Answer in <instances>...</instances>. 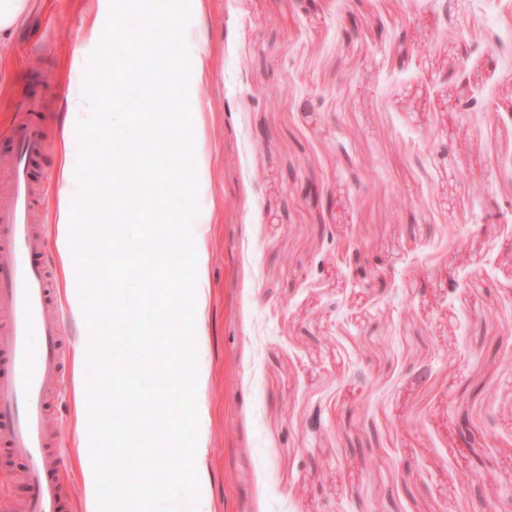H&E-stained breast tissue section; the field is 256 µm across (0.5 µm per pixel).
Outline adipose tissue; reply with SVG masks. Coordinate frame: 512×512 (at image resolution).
Masks as SVG:
<instances>
[{
	"mask_svg": "<svg viewBox=\"0 0 512 512\" xmlns=\"http://www.w3.org/2000/svg\"><path fill=\"white\" fill-rule=\"evenodd\" d=\"M34 0H0V85H5L9 75L8 53L15 35L26 29L33 20ZM99 101L84 84L79 59L70 65V89L67 97V118L56 166L60 185L53 204V222L56 228V245L62 266H69L76 251L75 202L82 188L72 175L71 156L76 148L73 133L81 127L95 124ZM208 216H201L187 241L191 254V269L187 279V305L172 309L169 320L172 326L189 321L203 325L209 290V252L207 236Z\"/></svg>",
	"mask_w": 512,
	"mask_h": 512,
	"instance_id": "ef3b65f1",
	"label": "adipose tissue"
}]
</instances>
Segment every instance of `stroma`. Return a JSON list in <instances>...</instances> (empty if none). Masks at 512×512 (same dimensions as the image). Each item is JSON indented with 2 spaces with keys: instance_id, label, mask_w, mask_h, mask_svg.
I'll list each match as a JSON object with an SVG mask.
<instances>
[{
  "instance_id": "1",
  "label": "stroma",
  "mask_w": 512,
  "mask_h": 512,
  "mask_svg": "<svg viewBox=\"0 0 512 512\" xmlns=\"http://www.w3.org/2000/svg\"><path fill=\"white\" fill-rule=\"evenodd\" d=\"M44 5L0 150L42 116L49 236L82 4ZM185 34L211 53L212 512H512V0H207ZM49 430L80 485L73 378Z\"/></svg>"
}]
</instances>
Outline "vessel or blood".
<instances>
[{
  "label": "vessel or blood",
  "mask_w": 512,
  "mask_h": 512,
  "mask_svg": "<svg viewBox=\"0 0 512 512\" xmlns=\"http://www.w3.org/2000/svg\"><path fill=\"white\" fill-rule=\"evenodd\" d=\"M9 147L15 177L0 203V297L9 301L0 322V447L25 463L21 512H66L73 491L46 432L45 411L51 383L63 380L67 326L53 301L47 240L28 221L34 164L43 150L37 113L18 125Z\"/></svg>",
  "instance_id": "1"
}]
</instances>
